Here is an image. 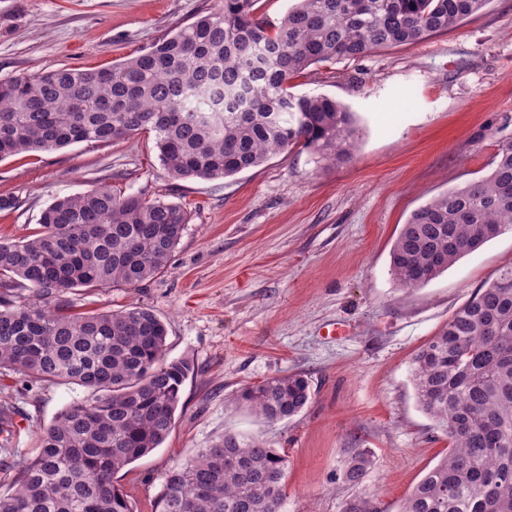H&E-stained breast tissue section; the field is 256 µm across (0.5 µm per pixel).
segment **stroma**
Instances as JSON below:
<instances>
[{
    "instance_id": "obj_1",
    "label": "stroma",
    "mask_w": 512,
    "mask_h": 512,
    "mask_svg": "<svg viewBox=\"0 0 512 512\" xmlns=\"http://www.w3.org/2000/svg\"><path fill=\"white\" fill-rule=\"evenodd\" d=\"M217 0H0V79L62 67L99 69L133 57ZM353 112V156L334 163L294 149L232 177L174 180L151 135L76 143L0 161V239L38 230L54 199L91 186L163 199L189 213L164 272L126 288L79 291L77 311L148 307L168 331L166 361L187 359L166 441L116 475L138 512H154L164 475L227 433L259 436L288 459L284 512H399L450 443L419 408L416 351L499 269L512 229L425 286L400 287L390 250L412 211L485 176L512 144V0L447 33L356 60L314 65L292 83ZM300 373L312 399L297 416L256 418L234 396ZM75 385L0 375L14 408L8 439L37 451L40 428L86 397ZM367 451L359 483L346 462Z\"/></svg>"
}]
</instances>
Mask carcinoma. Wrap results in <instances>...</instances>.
Returning <instances> with one entry per match:
<instances>
[{"label":"carcinoma","instance_id":"obj_1","mask_svg":"<svg viewBox=\"0 0 512 512\" xmlns=\"http://www.w3.org/2000/svg\"><path fill=\"white\" fill-rule=\"evenodd\" d=\"M488 0H295L277 25L256 0H220L143 53L107 68L0 79V160L106 143L142 131L174 180L234 176L297 147L347 160L359 136L336 100L296 96L310 66L417 44L460 26ZM189 223L176 203L107 187L55 199L31 239L0 241V372L90 395L63 409L18 463L0 512H137L115 475L171 433L194 368L166 362L167 328L151 309L76 313L75 290L118 288L166 268ZM512 228V145L490 172L414 210L390 252L417 288ZM411 377L421 410L452 448L400 512H512V265L484 283L419 348ZM311 399L301 374L240 389L269 422ZM370 464L358 452L346 477ZM287 460L259 438L227 433L170 468L156 512H283Z\"/></svg>","mask_w":512,"mask_h":512}]
</instances>
